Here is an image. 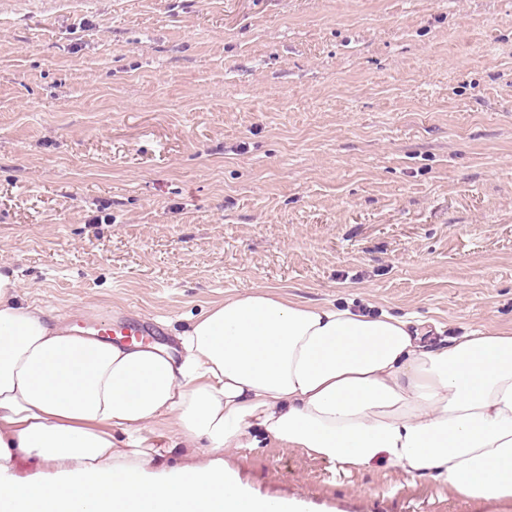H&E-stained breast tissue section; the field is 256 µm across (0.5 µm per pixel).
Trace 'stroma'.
I'll use <instances>...</instances> for the list:
<instances>
[{"instance_id": "obj_1", "label": "stroma", "mask_w": 512, "mask_h": 512, "mask_svg": "<svg viewBox=\"0 0 512 512\" xmlns=\"http://www.w3.org/2000/svg\"><path fill=\"white\" fill-rule=\"evenodd\" d=\"M0 264L166 346L259 287L512 327V0H0ZM231 460L308 512H512Z\"/></svg>"}]
</instances>
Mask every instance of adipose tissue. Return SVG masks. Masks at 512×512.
<instances>
[{
    "label": "adipose tissue",
    "mask_w": 512,
    "mask_h": 512,
    "mask_svg": "<svg viewBox=\"0 0 512 512\" xmlns=\"http://www.w3.org/2000/svg\"><path fill=\"white\" fill-rule=\"evenodd\" d=\"M64 318L0 267V512H302L225 460L268 443L512 499V328L436 341V324L261 288L211 307L173 353ZM21 457L49 476L17 482Z\"/></svg>",
    "instance_id": "obj_1"
}]
</instances>
